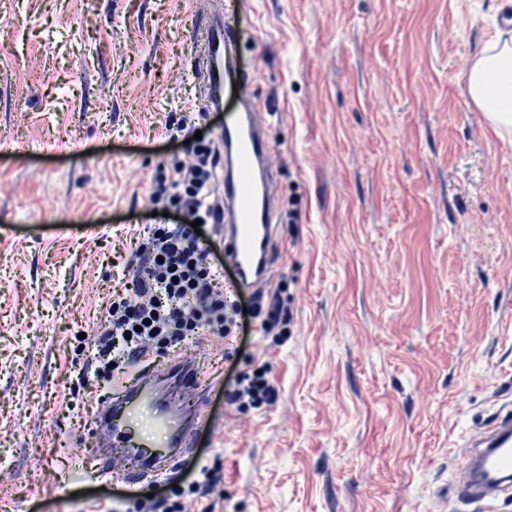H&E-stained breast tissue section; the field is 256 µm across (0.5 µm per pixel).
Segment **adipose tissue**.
I'll use <instances>...</instances> for the list:
<instances>
[{
  "label": "adipose tissue",
  "instance_id": "1",
  "mask_svg": "<svg viewBox=\"0 0 512 512\" xmlns=\"http://www.w3.org/2000/svg\"><path fill=\"white\" fill-rule=\"evenodd\" d=\"M467 90L494 129L512 126V45L485 48L470 67Z\"/></svg>",
  "mask_w": 512,
  "mask_h": 512
}]
</instances>
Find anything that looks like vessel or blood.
<instances>
[{"label": "vessel or blood", "mask_w": 512, "mask_h": 512, "mask_svg": "<svg viewBox=\"0 0 512 512\" xmlns=\"http://www.w3.org/2000/svg\"><path fill=\"white\" fill-rule=\"evenodd\" d=\"M202 21L206 35V61L199 70L206 84L203 109L220 110L231 91L241 105L218 132L224 150L220 239L239 280L256 288L267 282L272 267V148L251 105L250 75L228 69L234 30L220 13L203 15ZM164 381L175 382L180 395L204 407L207 387L191 361L155 360L137 367L114 384L106 405L93 419L110 439L96 450L97 480L108 482L118 473L128 483L146 488L167 479L183 461L184 451L194 448L198 426L184 422L180 407L159 391ZM142 410L151 413L162 442H153L131 426V415ZM461 457L457 498L475 504L478 512H497L501 497L512 492V402L504 403L486 429L464 443Z\"/></svg>", "instance_id": "1"}]
</instances>
